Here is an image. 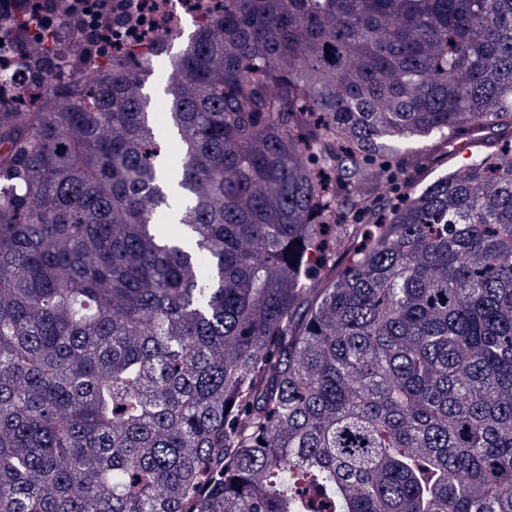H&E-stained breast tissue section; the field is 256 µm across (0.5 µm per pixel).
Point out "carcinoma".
Instances as JSON below:
<instances>
[{
    "mask_svg": "<svg viewBox=\"0 0 512 512\" xmlns=\"http://www.w3.org/2000/svg\"><path fill=\"white\" fill-rule=\"evenodd\" d=\"M222 2L0 82V512H512V147L307 284L370 154L512 129V0ZM172 69L167 58H161L154 62L151 76L145 84L144 92L150 97L152 115L161 114L159 112H165L166 106V95L165 89L167 85L174 78L171 75Z\"/></svg>",
    "mask_w": 512,
    "mask_h": 512,
    "instance_id": "carcinoma-1",
    "label": "carcinoma"
}]
</instances>
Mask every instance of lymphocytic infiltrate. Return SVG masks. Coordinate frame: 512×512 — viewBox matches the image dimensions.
Listing matches in <instances>:
<instances>
[{
	"mask_svg": "<svg viewBox=\"0 0 512 512\" xmlns=\"http://www.w3.org/2000/svg\"><path fill=\"white\" fill-rule=\"evenodd\" d=\"M159 9L154 0H0V54L18 62L47 55L41 37L75 32L87 50L85 67H92L102 49L118 46L131 32L149 31Z\"/></svg>",
	"mask_w": 512,
	"mask_h": 512,
	"instance_id": "obj_1",
	"label": "lymphocytic infiltrate"
}]
</instances>
